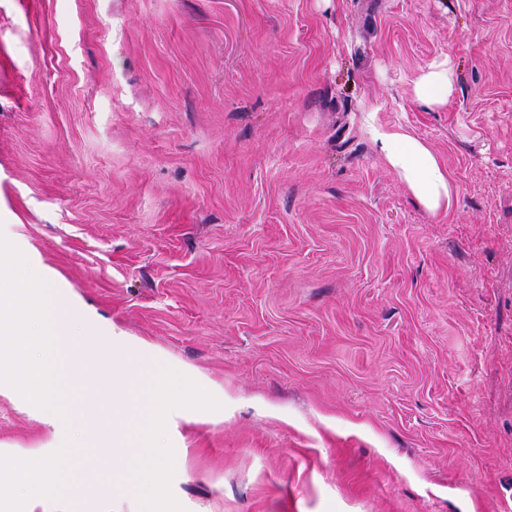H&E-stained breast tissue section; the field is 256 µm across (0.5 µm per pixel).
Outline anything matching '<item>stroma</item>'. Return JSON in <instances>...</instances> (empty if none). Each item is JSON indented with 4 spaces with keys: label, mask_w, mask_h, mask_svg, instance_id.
Returning a JSON list of instances; mask_svg holds the SVG:
<instances>
[{
    "label": "stroma",
    "mask_w": 512,
    "mask_h": 512,
    "mask_svg": "<svg viewBox=\"0 0 512 512\" xmlns=\"http://www.w3.org/2000/svg\"><path fill=\"white\" fill-rule=\"evenodd\" d=\"M0 230L223 389L167 427L186 512H512V0H0ZM456 77L452 61L447 57L422 73L415 81L417 97L426 105L448 104L456 91ZM374 140L388 165L431 212L449 211L453 187L447 168L423 141L397 130L372 125Z\"/></svg>",
    "instance_id": "1"
}]
</instances>
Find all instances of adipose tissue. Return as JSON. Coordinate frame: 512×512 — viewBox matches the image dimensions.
Instances as JSON below:
<instances>
[{
	"label": "adipose tissue",
	"instance_id": "1",
	"mask_svg": "<svg viewBox=\"0 0 512 512\" xmlns=\"http://www.w3.org/2000/svg\"><path fill=\"white\" fill-rule=\"evenodd\" d=\"M415 91L426 105L448 104L456 91L451 60H444L422 73L415 81ZM372 134L388 165L426 209L432 212L450 210L453 187L448 170L426 143L397 130L376 127Z\"/></svg>",
	"mask_w": 512,
	"mask_h": 512
}]
</instances>
